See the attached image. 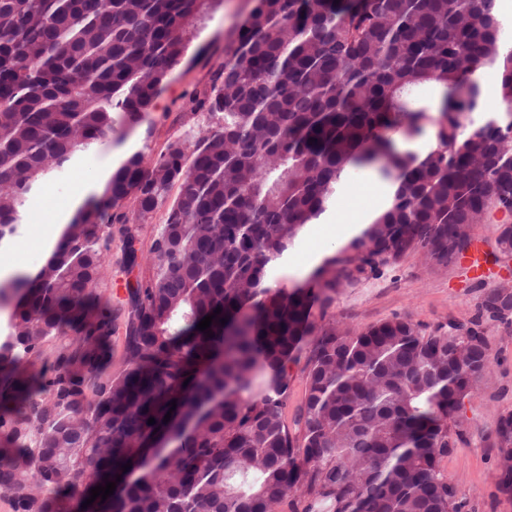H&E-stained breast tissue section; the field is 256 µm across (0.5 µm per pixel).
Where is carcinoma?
I'll list each match as a JSON object with an SVG mask.
<instances>
[{
    "instance_id": "cac0c4a2",
    "label": "carcinoma",
    "mask_w": 512,
    "mask_h": 512,
    "mask_svg": "<svg viewBox=\"0 0 512 512\" xmlns=\"http://www.w3.org/2000/svg\"><path fill=\"white\" fill-rule=\"evenodd\" d=\"M211 2L0 0V245L31 192L143 122ZM505 26L495 0H256L186 94L185 117L208 130L127 153L35 274L0 276L12 512H461L441 462L489 368L481 317L512 315V289L486 292L450 335L400 316L352 332L328 312L407 254L448 265L473 225L512 213ZM479 68L500 76L497 117L480 115ZM430 127L422 154L389 136L411 144ZM366 167L392 183L391 205L304 283L272 281ZM115 241L140 271L114 304L102 288ZM218 308L209 337L197 325ZM493 446L512 459V413ZM108 481L113 494L83 507Z\"/></svg>"
}]
</instances>
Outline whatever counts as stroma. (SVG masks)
<instances>
[{
	"label": "stroma",
	"instance_id": "1",
	"mask_svg": "<svg viewBox=\"0 0 512 512\" xmlns=\"http://www.w3.org/2000/svg\"><path fill=\"white\" fill-rule=\"evenodd\" d=\"M254 5L255 0H213L198 17L186 56L145 124L126 129L123 142L110 136L80 153L60 176L29 195L16 239L26 247L29 264L42 262L37 244L54 211L80 191L78 169L93 171L131 150L155 155L184 135L185 93L208 82L214 63L235 43L238 27ZM497 236L494 222L473 229L471 246L481 254L477 266L463 254L433 271L418 255H406L377 277L342 288L329 313L353 330L395 316L408 317L429 331L451 322H469L489 289L512 284V257L500 253ZM483 327L491 348L489 369L465 405L460 425L463 441L443 460L442 468L466 512H512V490L499 483L501 461L491 446L500 415L512 413V323L487 319Z\"/></svg>",
	"mask_w": 512,
	"mask_h": 512
}]
</instances>
